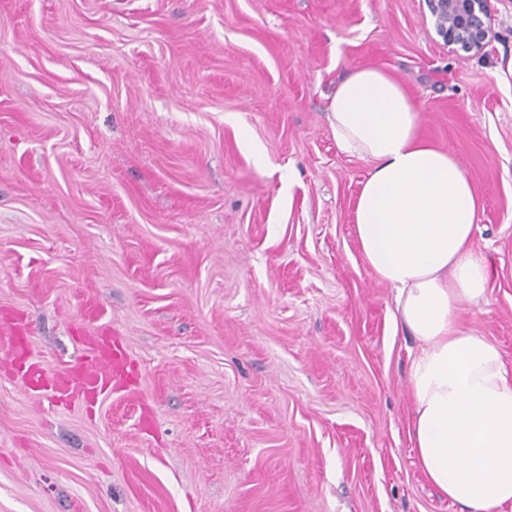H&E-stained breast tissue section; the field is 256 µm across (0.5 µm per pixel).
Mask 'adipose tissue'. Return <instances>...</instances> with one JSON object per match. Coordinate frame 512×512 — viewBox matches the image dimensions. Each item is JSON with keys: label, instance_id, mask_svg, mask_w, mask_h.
<instances>
[{"label": "adipose tissue", "instance_id": "obj_1", "mask_svg": "<svg viewBox=\"0 0 512 512\" xmlns=\"http://www.w3.org/2000/svg\"><path fill=\"white\" fill-rule=\"evenodd\" d=\"M327 112L338 150L369 164L355 204L362 256L420 343L409 366L419 466L461 512H512V371L496 344L458 327L489 286L475 187L452 150L423 137L390 74L351 71Z\"/></svg>", "mask_w": 512, "mask_h": 512}]
</instances>
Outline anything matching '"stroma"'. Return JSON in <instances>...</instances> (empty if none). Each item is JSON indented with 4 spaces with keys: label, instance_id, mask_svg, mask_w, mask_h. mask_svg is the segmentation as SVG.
<instances>
[{
    "label": "stroma",
    "instance_id": "stroma-1",
    "mask_svg": "<svg viewBox=\"0 0 512 512\" xmlns=\"http://www.w3.org/2000/svg\"><path fill=\"white\" fill-rule=\"evenodd\" d=\"M453 52L426 0H0V316L79 366L96 298L139 399L26 393L0 350V512H459L409 437L418 341L366 265L342 76L389 71L483 202L512 366V0Z\"/></svg>",
    "mask_w": 512,
    "mask_h": 512
}]
</instances>
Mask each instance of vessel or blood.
<instances>
[{
    "instance_id": "b4317fda",
    "label": "vessel or blood",
    "mask_w": 512,
    "mask_h": 512,
    "mask_svg": "<svg viewBox=\"0 0 512 512\" xmlns=\"http://www.w3.org/2000/svg\"><path fill=\"white\" fill-rule=\"evenodd\" d=\"M21 317L0 322V336L6 339L7 355L16 378L28 393L52 392L63 404H80L92 411L117 392L134 396L136 370L123 342L104 335L83 337L86 358L80 367L58 373L32 358L23 336Z\"/></svg>"
}]
</instances>
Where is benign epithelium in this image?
<instances>
[{
	"mask_svg": "<svg viewBox=\"0 0 512 512\" xmlns=\"http://www.w3.org/2000/svg\"><path fill=\"white\" fill-rule=\"evenodd\" d=\"M435 30L457 51L480 54L488 45L490 0H428Z\"/></svg>",
	"mask_w": 512,
	"mask_h": 512,
	"instance_id": "1",
	"label": "benign epithelium"
}]
</instances>
